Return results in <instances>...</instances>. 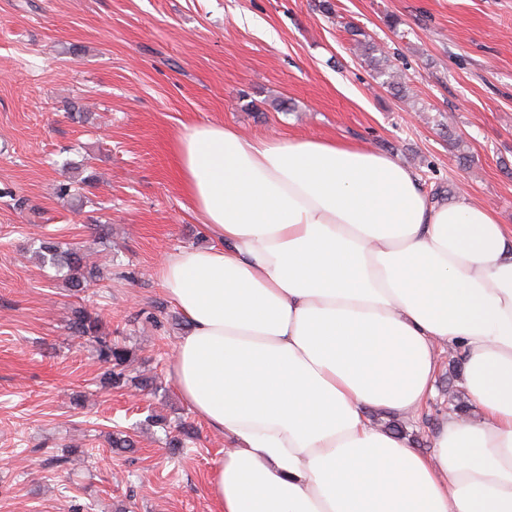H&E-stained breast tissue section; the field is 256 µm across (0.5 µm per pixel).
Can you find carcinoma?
<instances>
[{
  "label": "carcinoma",
  "instance_id": "cac0c4a2",
  "mask_svg": "<svg viewBox=\"0 0 512 512\" xmlns=\"http://www.w3.org/2000/svg\"><path fill=\"white\" fill-rule=\"evenodd\" d=\"M362 48V56L368 60L369 65L377 70L383 69L387 57L384 53L378 52V48L366 41H357ZM39 257L42 263H49L53 266H60L67 269L69 287L80 291L88 284L96 280L97 275L79 248H70L65 251L54 242H44L40 246ZM70 330L76 336L87 338L95 348L99 360L111 365L102 377V383L111 388L121 387L126 384V379L121 371L116 368L126 364L129 358V351L109 339L104 330L103 320L99 313L80 306L74 310Z\"/></svg>",
  "mask_w": 512,
  "mask_h": 512
}]
</instances>
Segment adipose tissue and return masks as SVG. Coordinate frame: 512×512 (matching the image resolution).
<instances>
[{
	"label": "adipose tissue",
	"mask_w": 512,
	"mask_h": 512,
	"mask_svg": "<svg viewBox=\"0 0 512 512\" xmlns=\"http://www.w3.org/2000/svg\"><path fill=\"white\" fill-rule=\"evenodd\" d=\"M172 151L214 243L157 275L177 388L231 444L218 512H512V227L359 143L200 122ZM444 354L477 415L423 454L369 413L423 409Z\"/></svg>",
	"instance_id": "obj_1"
}]
</instances>
